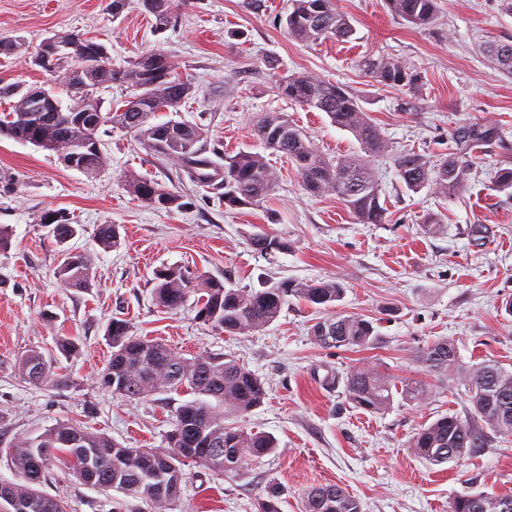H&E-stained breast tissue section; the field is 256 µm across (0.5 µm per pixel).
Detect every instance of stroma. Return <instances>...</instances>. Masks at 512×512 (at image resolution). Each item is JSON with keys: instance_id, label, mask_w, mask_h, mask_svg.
<instances>
[{"instance_id": "obj_1", "label": "stroma", "mask_w": 512, "mask_h": 512, "mask_svg": "<svg viewBox=\"0 0 512 512\" xmlns=\"http://www.w3.org/2000/svg\"><path fill=\"white\" fill-rule=\"evenodd\" d=\"M111 2L0 0V40L24 42L19 54L0 57V85L65 94L62 73L31 64L42 42L61 30L104 44L117 66L163 51L195 87L176 120L205 125L221 152L262 154L277 182L259 205L228 211L120 130L107 137L110 165L94 180L65 168L53 152L0 140V225L13 234L11 248L0 253V480L16 478L8 444L60 420L130 448L163 447L171 429L167 395L130 400L98 382L111 355L107 326L118 316L134 335L187 356L233 357L265 383L263 404L236 424L274 436L277 454L235 476L186 462L183 496L172 512H259L273 488L281 512H302L305 493L327 484L358 498L362 512H448L460 494H512V437L485 430L483 448L442 466L409 447L416 430L438 415L473 416L467 387L428 376L419 362L429 342L454 340L465 369L488 360L512 369V315L503 309L512 300V198L492 185L497 169L512 168V74L482 49L489 41L512 43V0H439L435 22L423 29L393 17L382 0H335L355 34L347 43L316 44L288 37L280 18L289 0H181L175 22L160 33L140 0H129L117 17ZM379 57L410 65L422 77L418 90L375 82L363 63ZM292 73L346 86L380 128L388 151L371 164L386 223H356L335 194L310 195L288 159L256 139L259 119L285 112L327 156L360 153L355 138L325 113L278 93L280 77ZM471 125L497 129L501 139L476 147L478 165L463 192L448 199L402 186L395 155L447 153L456 131ZM131 172L188 196L191 207H148L126 189ZM58 210L84 227L70 245L93 256V287L67 288L55 276L57 247L40 217ZM429 211L443 218L430 235L419 224ZM99 224L119 225L118 248L99 247ZM477 226L481 245L472 235ZM262 229L285 239L287 250L256 254L250 238ZM164 267L234 288L336 279L345 287L339 311L377 320L380 336L363 350L321 347L309 334L319 312L297 300L266 328L230 336L197 320L194 301L173 311L154 303V273ZM65 338L80 343V355H58ZM32 349L53 355L50 382L35 386L19 376L17 362ZM363 364L398 381L428 380L430 396L421 404L394 399L381 414L354 408L345 381ZM59 376L67 384H56ZM43 490L64 500L68 512H150L141 501L79 482L57 463Z\"/></svg>"}]
</instances>
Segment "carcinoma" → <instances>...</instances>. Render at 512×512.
Masks as SVG:
<instances>
[{
  "label": "carcinoma",
  "mask_w": 512,
  "mask_h": 512,
  "mask_svg": "<svg viewBox=\"0 0 512 512\" xmlns=\"http://www.w3.org/2000/svg\"><path fill=\"white\" fill-rule=\"evenodd\" d=\"M383 4L394 17L419 28L432 25L438 14V0H383ZM141 5L154 18L156 30L163 31L172 23L174 0H141ZM283 26L290 38L303 43L326 39L345 42L354 34L350 20L336 10L333 0H290ZM54 37L70 46V52L61 57L36 54L32 65L49 72H75L82 84L86 116L79 121L73 113L64 111L63 101L56 95L45 98L29 112L26 84L3 85L0 98L11 100V111L0 114V137L34 143L36 148L51 152L62 148L72 155L73 168L95 179L106 170L103 137L117 128L153 154L175 162L179 178L186 177L196 186L215 191L226 210L255 206L273 190L276 179L263 156L247 151L223 156L208 147V132L203 125L174 119L155 121L158 113L175 112L194 95L193 84L173 70L163 52H151L116 68L105 45L74 32H57ZM484 52L499 68L512 74V43L492 42ZM364 65L371 78L389 87L415 90L421 80L413 68L397 60L369 58ZM116 83L133 87L135 94L123 107L106 110L97 91ZM278 92L303 107L326 113L331 123L352 134L365 152L376 155L385 151L377 125L360 98L346 87L309 75H291L282 78ZM493 137L491 128L465 127L454 137L458 148L445 158L433 160L415 152L397 155L396 175L410 192L427 188L439 197L456 196L475 165L467 148ZM256 138L295 165L310 194H336L360 224L385 223L387 210L381 204V185L373 168L358 156H325L286 113L262 119L257 124ZM125 182L131 194L155 210L172 212L188 207L184 195L154 180L129 174ZM493 184L495 190L512 195V169L499 170ZM44 217L42 224L50 228L60 249L57 279L69 288L91 287L92 255L66 247L81 231V225L71 223L61 211L47 212ZM94 237L100 247L116 248L121 238L119 225L98 224ZM251 245L265 255L287 249L285 241L264 230L252 236ZM152 294L155 304L167 310L180 308L195 294L197 319L236 335L272 324L293 298L321 312L335 308L343 298L344 286L337 280L288 279L259 290L231 288L213 277L165 268L155 272ZM310 336L322 347L348 350L365 349L377 339L373 321L341 312L315 321ZM107 337L112 358L101 374L102 387L128 399L170 393H187L195 399L171 410L172 429L166 433L161 450L127 448L72 421L58 422L34 436L12 442L7 460L19 480L11 488L22 512H67L61 499L40 490L47 470L31 471L30 464L36 458L49 465L59 462L87 485L141 500L151 512H157L161 503L168 512L182 496V466L186 461L231 473L242 470L249 460L277 452L272 435L247 432L226 423L256 409L266 397L265 383L244 364L207 352L185 358L164 343L132 335L130 324L116 317L107 326ZM454 353L453 341L438 339L423 348L419 358L426 372L446 378L458 370V364L450 359ZM51 363L42 352L30 350L19 360L18 371L24 380L41 384L49 377ZM461 381L468 388L476 418L495 433L512 436V370L495 360L484 361L461 376ZM396 394L408 403H422L428 399L430 387L416 378L397 384L370 366L354 368L346 378L347 401L369 413L386 410ZM481 447L483 434L479 427L450 413L418 429L410 440L413 453L436 466L457 463ZM303 509L362 512L360 501L338 485L309 490ZM448 512H512V495H460L449 502Z\"/></svg>",
  "instance_id": "1"
}]
</instances>
